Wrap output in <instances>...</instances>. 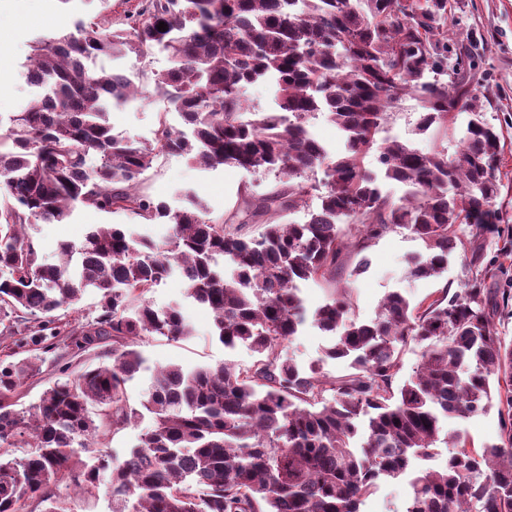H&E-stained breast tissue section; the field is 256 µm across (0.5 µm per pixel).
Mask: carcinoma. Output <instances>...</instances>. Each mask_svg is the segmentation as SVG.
Instances as JSON below:
<instances>
[{"instance_id":"cac0c4a2","label":"carcinoma","mask_w":512,"mask_h":512,"mask_svg":"<svg viewBox=\"0 0 512 512\" xmlns=\"http://www.w3.org/2000/svg\"><path fill=\"white\" fill-rule=\"evenodd\" d=\"M130 18L127 29L81 21L39 39L26 78L44 94L0 121V336L31 346L30 356L0 362V512L34 503L71 512L51 484L93 497L104 470L112 512H361L380 479L407 473L442 444L452 451L409 480L405 512H512V342L496 329V294L482 287L492 263L483 236L498 221L500 136L480 118L469 49L460 35L448 38V0H140ZM157 46L171 62L162 73L135 81L105 66ZM258 81L274 107L248 118L242 89ZM149 83L184 127L162 121L148 144L114 137L112 102L139 98ZM408 99L420 108V132L456 112L474 115L454 156L381 136ZM320 114L345 136L334 158L309 129ZM162 151L204 169L275 174L271 192L241 201L251 217L278 222L246 237L231 218L211 220L194 191L174 209L142 193L141 176ZM372 153L384 178L407 187L398 200L382 195L366 167ZM317 168L320 209L288 220ZM80 206L167 229L155 238L98 224L47 262L29 229L62 223ZM342 224L361 235L342 234ZM393 228L424 245L409 261L412 277L439 276L460 249L472 278L415 305L389 294L366 323L349 320L344 293L306 317L299 283L336 278L344 251ZM175 271L213 314V336L227 349L248 345L256 360L248 369L161 367L132 407L126 384L144 368L137 338L193 335L180 306L147 301ZM88 290L102 313L66 327L57 311ZM308 319L335 337L325 355L351 359L350 372H306L283 356ZM59 336L79 349L112 343V364L76 376L61 366L36 402L15 409L18 388L42 373ZM410 341L422 345L420 361L397 386ZM493 406L501 443L475 448L442 433L444 420ZM146 413L153 424L123 460L99 453L89 465L75 454L74 444L96 448Z\"/></svg>"}]
</instances>
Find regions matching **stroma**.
<instances>
[{
  "label": "stroma",
  "instance_id": "35a3bbf8",
  "mask_svg": "<svg viewBox=\"0 0 512 512\" xmlns=\"http://www.w3.org/2000/svg\"><path fill=\"white\" fill-rule=\"evenodd\" d=\"M139 0H0V115L20 111L36 96V87L25 77L26 64L33 53L35 41L43 35H61L73 30L77 21L109 22L120 27ZM448 22L456 31L472 34L471 46L477 61L475 81L488 95L489 103L483 117L501 135L503 151L496 176L500 192L495 200L500 232L487 238L488 254L495 261L494 274L485 285L492 291L512 295V0H448ZM418 107L415 101L403 103L392 117V125L401 137L423 153L443 151L455 154L461 134L470 119L468 113H457L447 127L416 129ZM113 131L119 138L133 142H150L160 120L178 126L182 120L168 100L146 86L142 98L112 109ZM277 183L275 174L236 167L203 169L184 156L163 152L158 155L141 182L143 192L179 206L185 191L198 193L214 221L237 212L242 193L260 196L270 192ZM136 217L126 213L108 214L93 208H78L64 224H37L33 234L47 261H55L60 241L80 242L83 235L97 224H136ZM422 241L396 228L373 240L361 253L344 255L343 269L331 282H305L301 295L307 310H314L340 291H347L352 302L351 318L367 322L375 318L385 296L400 293L411 302L435 295L443 288H459L468 273L462 252L448 258V267L430 279H414L408 273V260L423 252ZM153 307L180 305L192 321L195 332L186 339L172 340L164 336H145L137 348L145 367L127 384L131 405H138L151 387L155 368L178 365L192 368L199 365L229 363L238 368L250 367L256 359L245 345L227 349L212 338L213 315L187 297L179 276L162 281L148 296ZM333 342L312 324H304L297 336L283 345V353L299 367H310L330 376L347 373L343 360L325 358L324 351ZM68 363L71 374L107 364L99 349L67 350L63 358L47 354L38 375L22 386L18 405L38 400L42 392L57 378L58 362ZM445 430L466 436L475 446L499 442L501 424L496 410L467 419L451 418ZM408 476L380 480L368 496L361 512H405L408 498Z\"/></svg>",
  "mask_w": 512,
  "mask_h": 512
}]
</instances>
